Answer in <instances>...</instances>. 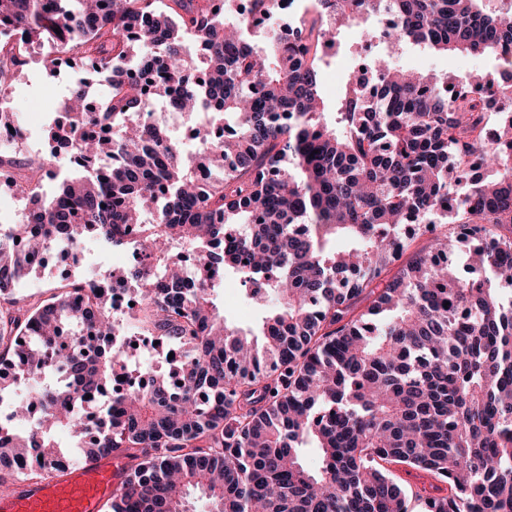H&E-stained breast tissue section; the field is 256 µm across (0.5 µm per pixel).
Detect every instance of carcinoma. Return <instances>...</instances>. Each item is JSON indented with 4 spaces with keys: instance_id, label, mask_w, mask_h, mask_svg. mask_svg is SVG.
Instances as JSON below:
<instances>
[{
    "instance_id": "obj_1",
    "label": "carcinoma",
    "mask_w": 512,
    "mask_h": 512,
    "mask_svg": "<svg viewBox=\"0 0 512 512\" xmlns=\"http://www.w3.org/2000/svg\"><path fill=\"white\" fill-rule=\"evenodd\" d=\"M213 2L0 0V29L23 33L0 60V92L28 46L49 39L109 86L94 111L89 80L69 86L68 124L47 138L72 145L75 162L11 226L27 246L0 252V298L51 237L93 235L120 251L121 225L136 224L139 259L116 271L144 286L135 328L188 347L179 378L156 370L113 396L127 359L99 286L73 281L0 311V393L30 385L14 416L43 410L32 433L0 423V466L45 475L66 430L86 459L135 461L111 512H191L194 492L209 512H409L393 465L438 482L422 512H512V121L487 146L491 84L459 91L387 55L368 61L372 88H347L332 122L320 89L344 20L388 11L393 47L494 56L512 44V23L483 0H312L293 33L272 25L255 42L253 18L278 0L242 13ZM137 54L160 59L114 79ZM153 98L202 119L196 158L184 161L161 123L134 121ZM475 157L489 173L460 194ZM56 163L12 161L47 175ZM415 215L449 229L413 250L429 225L408 223ZM186 246L264 289L254 302L276 300L260 336L217 310L219 281L187 278L176 262ZM97 393L101 417L83 411ZM310 445L316 470L301 458Z\"/></svg>"
}]
</instances>
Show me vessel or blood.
Returning a JSON list of instances; mask_svg holds the SVG:
<instances>
[{
    "mask_svg": "<svg viewBox=\"0 0 512 512\" xmlns=\"http://www.w3.org/2000/svg\"><path fill=\"white\" fill-rule=\"evenodd\" d=\"M127 474L123 455L85 460L36 481H16L0 494V512H107Z\"/></svg>",
    "mask_w": 512,
    "mask_h": 512,
    "instance_id": "b4317fda",
    "label": "vessel or blood"
}]
</instances>
